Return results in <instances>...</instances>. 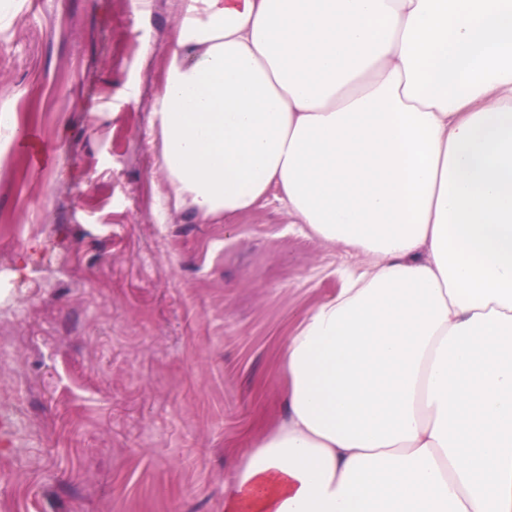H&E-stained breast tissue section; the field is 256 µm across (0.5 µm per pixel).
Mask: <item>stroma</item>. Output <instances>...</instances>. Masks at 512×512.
Instances as JSON below:
<instances>
[{"label":"stroma","mask_w":512,"mask_h":512,"mask_svg":"<svg viewBox=\"0 0 512 512\" xmlns=\"http://www.w3.org/2000/svg\"><path fill=\"white\" fill-rule=\"evenodd\" d=\"M176 27L169 0H0V113L50 150L0 136V512H224L283 339L352 262L273 198L157 222Z\"/></svg>","instance_id":"35a3bbf8"}]
</instances>
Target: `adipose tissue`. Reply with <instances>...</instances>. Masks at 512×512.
Returning a JSON list of instances; mask_svg holds the SVG:
<instances>
[{
  "label": "adipose tissue",
  "mask_w": 512,
  "mask_h": 512,
  "mask_svg": "<svg viewBox=\"0 0 512 512\" xmlns=\"http://www.w3.org/2000/svg\"><path fill=\"white\" fill-rule=\"evenodd\" d=\"M159 219L276 196L358 263L224 512H512V0H177Z\"/></svg>",
  "instance_id": "adipose-tissue-1"
}]
</instances>
